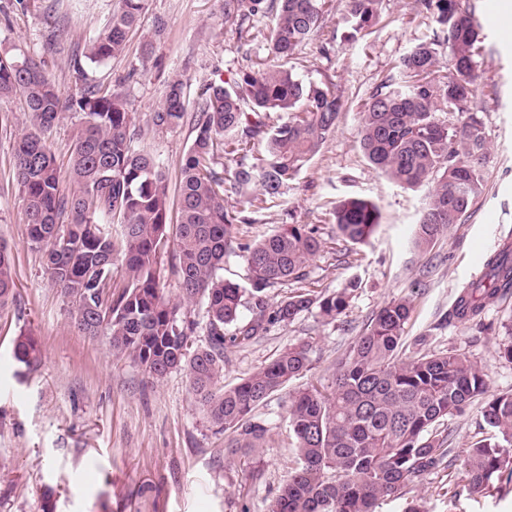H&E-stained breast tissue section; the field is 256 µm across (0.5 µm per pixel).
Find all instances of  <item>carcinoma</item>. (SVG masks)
<instances>
[{
	"label": "carcinoma",
	"mask_w": 512,
	"mask_h": 512,
	"mask_svg": "<svg viewBox=\"0 0 512 512\" xmlns=\"http://www.w3.org/2000/svg\"><path fill=\"white\" fill-rule=\"evenodd\" d=\"M380 0H345L336 25L358 41L375 23ZM436 24L433 38L416 44L397 73L383 80L365 104L361 147L368 161L394 184L433 189L415 226L412 243L426 252L456 224L483 190L489 153L475 110L480 79L475 57L483 50L481 29L462 0H419ZM325 0H224V19L245 22L272 16L269 54L292 57L324 23ZM146 0H120L107 29L89 41L84 58L101 64L120 53L138 24ZM448 48V67L437 46ZM184 83L173 79L151 113L152 128L172 130L187 116ZM24 99L30 130L12 154L15 179L24 194L27 241L42 253L43 267L74 306L78 330L106 338L115 355L129 358L147 377L160 380L185 370L191 389L215 433L224 435L231 458L263 447L268 427L256 415L272 394L309 367L310 344H290L267 365L232 387L220 384L227 345L244 344L267 327L294 322L316 307L326 319L341 315L348 289L315 295L298 288L268 309L265 290L302 282L320 249L310 224H284L253 245L238 241L237 226L249 224L246 208L279 200L288 184L337 127L341 98L331 85L305 84L292 71L263 58L239 71L230 84L210 85L198 106L196 137L181 166L177 222H172L163 166L135 145L126 98L89 83L63 97L33 57L0 56V100ZM66 112L80 116L69 165L61 171L47 134ZM286 112L278 124L274 115ZM459 116L454 124L439 113ZM262 146L257 167L215 169L220 153ZM72 184L62 189L63 180ZM230 209L227 195H246ZM339 235L364 244L381 223L372 201L351 197L333 203ZM118 224L116 238L103 225ZM175 236L172 271L179 301L161 285L162 255ZM246 253L250 288L219 274L224 256ZM121 265L125 283L112 286ZM11 253L0 243V305L12 296ZM512 294V246L489 256L476 279L458 294L450 317L481 320L486 310ZM254 317L239 324L244 296ZM204 307L198 321L185 307ZM413 299L400 296L377 312L369 327L337 361L326 390L316 387L288 397V423L296 460L279 489L272 512H375L379 501L444 472L454 491L482 494L512 489V393L492 394L489 376L475 360L454 350L405 354L404 330ZM38 344L19 335L13 358L31 369ZM477 407L488 436L468 449L462 467L439 426Z\"/></svg>",
	"instance_id": "1"
}]
</instances>
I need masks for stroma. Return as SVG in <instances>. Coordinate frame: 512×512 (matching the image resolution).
<instances>
[{
    "mask_svg": "<svg viewBox=\"0 0 512 512\" xmlns=\"http://www.w3.org/2000/svg\"><path fill=\"white\" fill-rule=\"evenodd\" d=\"M118 6L119 0H0V55L41 60L65 97L94 82L121 93L174 193L196 130L188 121L148 132L168 81L183 79L187 111L195 113L204 86L232 79L247 56L267 57L266 42L242 43L235 25L224 20V0H147L121 54L77 67L76 52L105 31ZM343 6V0H326L323 27L284 62L304 82L335 86L344 103L337 130L283 198L248 208L250 221L240 227L241 241L252 243L284 224L315 225L321 249L299 286L350 291L349 306L336 320L314 308L225 351L223 382L232 385L290 343L311 346L305 375L258 410L269 426L254 459L262 471L258 480L249 475L253 466L226 461L224 438L206 422L186 372L151 381L132 362L113 358L104 337L74 328L71 302L48 280L40 252L27 241L25 204L12 182V146L25 128L21 98L0 102L6 117L0 123V241L11 247L15 270L14 297L0 307V512H269L295 456L289 394L330 386L337 359L385 302L402 295L415 297L405 332L409 351L421 338L425 350L465 353L485 368L491 392L512 391V363L498 351L512 332V297L491 306L479 326L448 318L460 288L480 275L482 259L512 244V39L482 30L489 49L477 60L476 104L491 146L484 190L461 224L422 253L410 238L428 190L400 188L372 166L360 148V125L369 96L413 45L432 37L435 25L415 0H381L368 35L347 43L333 36ZM351 196L374 201L382 222L346 256L330 208ZM22 332L40 348L29 372L12 357ZM440 481L433 475L407 487L400 498L379 502L376 512H403L413 501L426 512H512V492L451 502L436 494Z\"/></svg>",
    "mask_w": 512,
    "mask_h": 512,
    "instance_id": "1",
    "label": "stroma"
}]
</instances>
